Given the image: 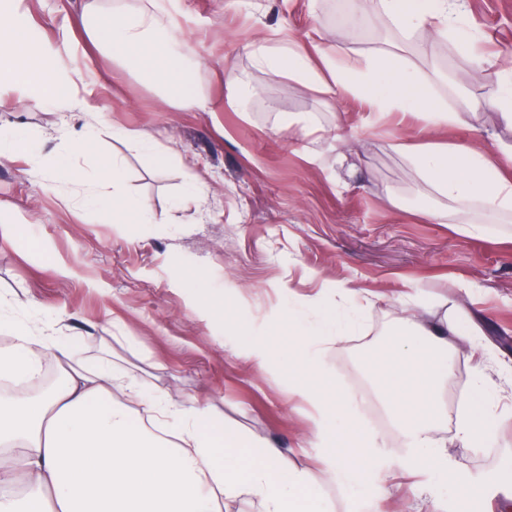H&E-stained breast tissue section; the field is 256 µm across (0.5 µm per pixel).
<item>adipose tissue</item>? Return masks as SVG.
I'll use <instances>...</instances> for the list:
<instances>
[{"label":"adipose tissue","instance_id":"1","mask_svg":"<svg viewBox=\"0 0 512 512\" xmlns=\"http://www.w3.org/2000/svg\"><path fill=\"white\" fill-rule=\"evenodd\" d=\"M466 2L412 0L407 6L403 0H373L374 14L398 34L377 53L333 57L315 43L263 41L252 48L253 63L330 96L363 99L380 119L412 117L425 129L459 126L482 109L481 100L447 111L401 88L416 78L405 62L416 31L448 38L461 52L473 53L475 41L462 27ZM73 25L96 52L134 68L180 106L206 109L174 39V24L156 0L115 5L82 0ZM9 84L24 85L31 101L55 104L73 98L70 81L58 75L52 57L12 11L1 10L0 85ZM395 150L452 205L448 211L425 210L430 221L461 224L482 236L488 228L477 224L475 209L491 215L512 212V144L478 151L399 142ZM98 167V179L86 180L70 155L62 154L45 180L52 189L62 183L84 186L85 206L107 205L113 223H149L148 206L132 205L122 193L121 160L104 156ZM361 320L358 311L327 312L307 326L291 309L282 316L283 335L256 337L244 351L262 369L287 362L288 390L312 406L318 432H340V441L323 456L318 478L290 467L281 449L224 428L200 401L146 392L135 379L116 378L107 363L88 364L59 337L17 335L12 348L0 350V378L15 382L13 395L0 399V512H215L220 494L228 500H257L261 512H330L319 492L321 481L355 494L373 456L372 434L352 416L321 364L331 345L353 334ZM473 334V328L449 325L444 314L420 333H396L384 397L396 428L413 440V464L419 470L440 474L448 467L435 426L443 411L440 393L452 374L448 339L466 341ZM48 357L64 365L62 382L50 395L32 397L28 387ZM116 383L153 414L152 422L135 421L127 406L113 401ZM19 466L26 470L29 489L15 497L6 488Z\"/></svg>","mask_w":512,"mask_h":512}]
</instances>
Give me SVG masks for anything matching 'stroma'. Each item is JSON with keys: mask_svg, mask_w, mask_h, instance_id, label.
<instances>
[{"mask_svg": "<svg viewBox=\"0 0 512 512\" xmlns=\"http://www.w3.org/2000/svg\"><path fill=\"white\" fill-rule=\"evenodd\" d=\"M77 0H23L30 35L42 43L64 73L76 74L79 96L100 112L24 100L19 87L0 88V125L23 129L42 146L38 159L0 156V345L16 332L65 336L88 362L105 357L145 387L208 404L226 427L273 444L291 466L317 472L318 436L312 407L288 391V372L261 371L240 354L218 307L233 299L252 335L275 331L288 307L307 321L335 306L340 285L358 289L369 310L361 328L324 359L337 389L361 414L351 378L372 385L382 374L391 333L403 316L396 294L413 291L427 324L443 306L480 312L483 329L471 343L450 347L453 379L472 381V364L483 356L492 400V436L462 450L458 413L473 404L472 390L446 388L447 416L436 429L448 452V469L433 475L402 469L403 451L378 438L379 467L388 476L382 512H427L421 486L480 487L469 512H501L500 473L512 466V216L495 219L485 235L456 224L424 220L426 207L447 208L405 159L393 140H411L410 125L380 137L366 105L356 98L328 97L283 76L256 68L252 43L284 34L320 42L331 54H372L377 39L347 31L336 0H160L189 46L195 82L207 110H184L136 72L95 57L87 68L83 35L63 28ZM465 23L478 35L477 54L456 53L452 79L431 74L442 38L420 32L418 55L407 64L418 92L436 106H458L459 92L483 101L497 98L499 81L475 77L478 60L489 71L512 70V0H468ZM249 91V106L228 102L227 71ZM303 114L325 128L328 139L309 145L292 131H278L277 116ZM355 135L336 162L332 136L337 121ZM73 125L94 133L91 150L76 157L93 171L101 155L118 157L124 191L148 203L149 224H115L89 214L70 186L49 188L42 172L62 144L60 131ZM150 135L171 156L151 165L139 148L113 138V128ZM424 142L483 150L512 142V128L495 112L471 115L467 124L437 129ZM317 161H309L308 148ZM199 196L182 200L188 181ZM205 285L189 287L188 272Z\"/></svg>", "mask_w": 512, "mask_h": 512, "instance_id": "stroma-1", "label": "stroma"}]
</instances>
